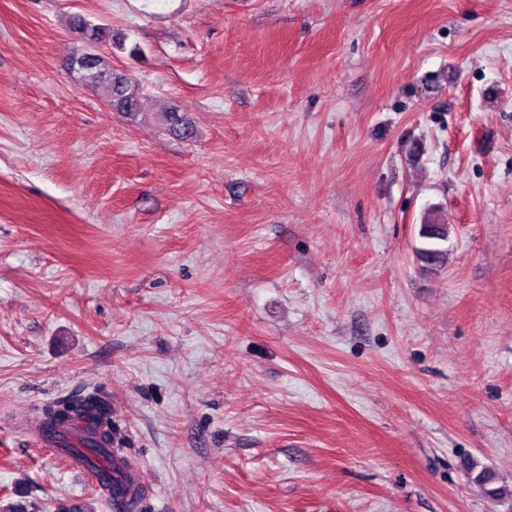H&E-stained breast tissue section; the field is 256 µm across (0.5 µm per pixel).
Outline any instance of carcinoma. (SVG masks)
<instances>
[{
  "instance_id": "cac0c4a2",
  "label": "carcinoma",
  "mask_w": 512,
  "mask_h": 512,
  "mask_svg": "<svg viewBox=\"0 0 512 512\" xmlns=\"http://www.w3.org/2000/svg\"><path fill=\"white\" fill-rule=\"evenodd\" d=\"M71 29L80 34L89 43V46L74 53L69 58V66L81 77L98 87L113 110L128 116L138 114L141 97L140 87L135 80L124 73L116 72L110 68L105 60L92 52L90 43L102 38L103 30L91 25L80 18L70 22ZM164 122L168 130L190 139L194 135L191 123L180 112L174 110L164 113ZM422 237L433 242L448 239L447 224L423 225ZM418 257L425 267L434 269L447 260V252L434 246L421 248ZM110 414L108 402L95 394L60 402L45 411V428L49 430L60 429L73 425L86 417L101 420ZM71 448H83L82 457L88 467L100 473L104 485H112L111 471L106 462L112 456V431L94 428L78 436L77 442Z\"/></svg>"
}]
</instances>
